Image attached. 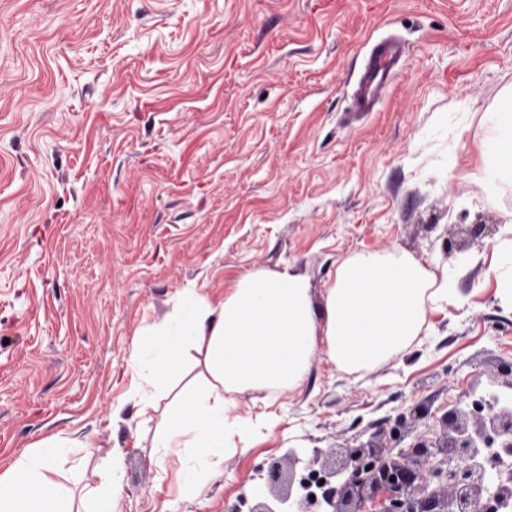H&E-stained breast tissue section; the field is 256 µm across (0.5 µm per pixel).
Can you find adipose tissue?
<instances>
[{
	"label": "adipose tissue",
	"instance_id": "ef3b65f1",
	"mask_svg": "<svg viewBox=\"0 0 512 512\" xmlns=\"http://www.w3.org/2000/svg\"><path fill=\"white\" fill-rule=\"evenodd\" d=\"M490 122L486 170L512 184V85L502 89ZM459 301L447 267L404 251L371 250L343 259L317 301L308 279L289 267L242 276L216 305L194 298L143 332L130 358L133 370L161 384L185 345L205 349L209 380L170 412L156 445L191 448L204 460L223 455L235 394L300 387L321 346L340 370H372L410 347L432 312ZM58 455L48 438L1 473L0 512H73L53 479Z\"/></svg>",
	"mask_w": 512,
	"mask_h": 512
}]
</instances>
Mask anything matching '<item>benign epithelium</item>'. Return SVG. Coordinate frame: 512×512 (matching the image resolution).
<instances>
[{
    "mask_svg": "<svg viewBox=\"0 0 512 512\" xmlns=\"http://www.w3.org/2000/svg\"><path fill=\"white\" fill-rule=\"evenodd\" d=\"M436 437L420 439L408 454H383L368 441L323 453L324 480L316 496L306 492V475L291 465L270 463L266 483L271 497L253 501L249 512H360L379 502L381 512H497L512 501V477L494 473L512 458V404L490 394L486 412L454 407L437 419Z\"/></svg>",
    "mask_w": 512,
    "mask_h": 512,
    "instance_id": "1",
    "label": "benign epithelium"
}]
</instances>
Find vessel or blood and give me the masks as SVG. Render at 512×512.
Masks as SVG:
<instances>
[{
    "instance_id": "b4317fda",
    "label": "vessel or blood",
    "mask_w": 512,
    "mask_h": 512,
    "mask_svg": "<svg viewBox=\"0 0 512 512\" xmlns=\"http://www.w3.org/2000/svg\"><path fill=\"white\" fill-rule=\"evenodd\" d=\"M403 57L404 45L399 39H384L374 45L358 79L356 113L376 111Z\"/></svg>"
}]
</instances>
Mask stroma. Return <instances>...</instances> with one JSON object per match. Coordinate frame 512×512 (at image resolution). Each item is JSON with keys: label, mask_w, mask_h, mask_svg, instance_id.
<instances>
[{"label": "stroma", "mask_w": 512, "mask_h": 512, "mask_svg": "<svg viewBox=\"0 0 512 512\" xmlns=\"http://www.w3.org/2000/svg\"><path fill=\"white\" fill-rule=\"evenodd\" d=\"M389 34L405 62L347 121ZM509 83L512 0H0V473L53 437L73 500L111 475L115 512H233L289 450L310 468L377 432L395 455L448 410L507 394L512 303L484 273L512 186L471 176ZM362 250L447 264L460 304L373 371L321 348L299 388L236 395L228 420L251 433L222 458L154 447L206 369L188 351L143 409L140 333L257 269L293 267L320 296ZM419 403L429 417L393 439Z\"/></svg>", "instance_id": "35a3bbf8"}]
</instances>
